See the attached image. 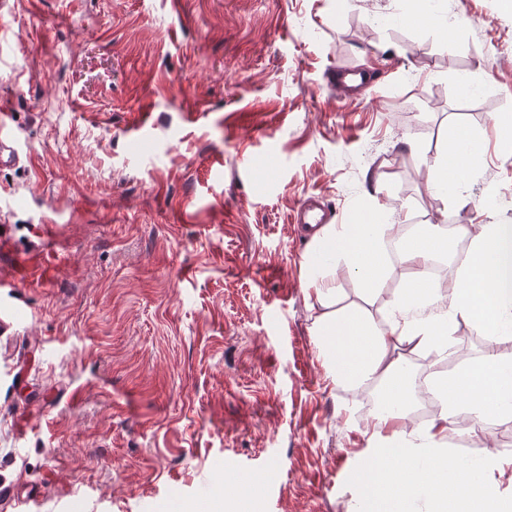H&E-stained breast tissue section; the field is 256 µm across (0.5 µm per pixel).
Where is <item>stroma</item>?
Masks as SVG:
<instances>
[{
  "label": "stroma",
  "mask_w": 512,
  "mask_h": 512,
  "mask_svg": "<svg viewBox=\"0 0 512 512\" xmlns=\"http://www.w3.org/2000/svg\"><path fill=\"white\" fill-rule=\"evenodd\" d=\"M430 5L13 0L0 15V100L29 154L0 171V512H358L376 391L327 384L307 283L380 324L412 271L390 258L359 293L295 209L315 196L355 224L390 204L443 225L450 281L460 228L492 218L430 187L462 125L485 139L466 193L512 211L493 132L512 117V0ZM339 63L371 78L349 103ZM450 334L411 372L482 355L469 322ZM491 430L449 444L512 454V419Z\"/></svg>",
  "instance_id": "obj_1"
}]
</instances>
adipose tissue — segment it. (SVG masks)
I'll return each mask as SVG.
<instances>
[{"instance_id": "adipose-tissue-1", "label": "adipose tissue", "mask_w": 512, "mask_h": 512, "mask_svg": "<svg viewBox=\"0 0 512 512\" xmlns=\"http://www.w3.org/2000/svg\"><path fill=\"white\" fill-rule=\"evenodd\" d=\"M478 151L479 141L468 128H454L446 153L433 162L431 185L438 196L469 204L459 188ZM394 218V211L383 208L359 224L319 225L313 238L343 259L359 292L369 295L386 274L385 244L396 229ZM469 237L446 290L425 277L428 263L442 251L443 235L430 232L406 246L403 258L415 273L380 326L362 309L336 311L335 289L309 285L329 383L351 390L382 388L367 432L363 512H418L421 499L426 512H512V494L498 484L499 477L512 474V454L490 452L474 462L452 456L447 446L449 438L475 435L491 420L512 416V356L500 350L512 326V224H478ZM459 317L484 336L485 351L465 368L427 374L425 383L440 408L428 423L416 425L411 403L419 390L414 378L405 376V363L424 350L447 349L448 325ZM393 459L399 467L388 468Z\"/></svg>"}]
</instances>
